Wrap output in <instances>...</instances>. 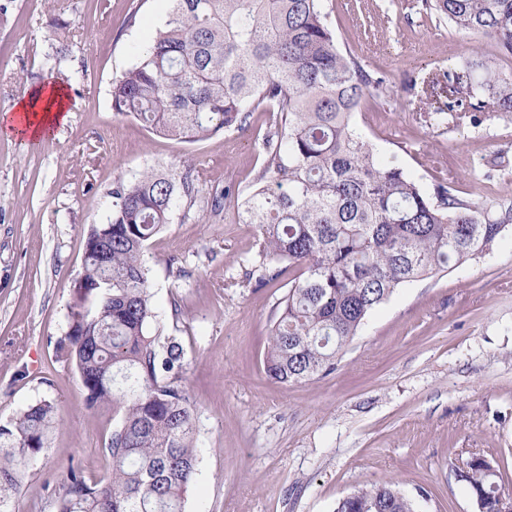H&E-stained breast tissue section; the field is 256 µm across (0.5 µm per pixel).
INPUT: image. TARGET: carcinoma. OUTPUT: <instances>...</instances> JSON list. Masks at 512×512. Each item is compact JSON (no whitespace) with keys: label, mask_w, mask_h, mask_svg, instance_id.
<instances>
[{"label":"carcinoma","mask_w":512,"mask_h":512,"mask_svg":"<svg viewBox=\"0 0 512 512\" xmlns=\"http://www.w3.org/2000/svg\"><path fill=\"white\" fill-rule=\"evenodd\" d=\"M430 19L494 39L512 55V0H421ZM448 111L471 122L512 114V70L479 51L448 70ZM112 111L150 131L196 143L244 129L262 109L279 122L262 138L263 163L238 202L255 225L261 286L295 272L269 321L264 370L310 382L336 370L366 319L414 281L489 254L512 229V198L457 194L443 178L427 195L355 126L362 100L390 96L385 77L336 45L322 0H170L166 26L113 79ZM232 188L206 196L184 161L117 179L87 231L68 330L56 359L75 366L88 410L119 416L106 447L108 475L69 469L57 512H184L197 465L195 411L182 385L184 349L162 340L152 303L149 241L175 211L218 213ZM41 400L0 425V512L55 428ZM476 512H499L496 462L464 463ZM334 512H417L395 482L360 487Z\"/></svg>","instance_id":"cac0c4a2"}]
</instances>
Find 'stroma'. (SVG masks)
Segmentation results:
<instances>
[{"instance_id":"1","label":"stroma","mask_w":512,"mask_h":512,"mask_svg":"<svg viewBox=\"0 0 512 512\" xmlns=\"http://www.w3.org/2000/svg\"><path fill=\"white\" fill-rule=\"evenodd\" d=\"M0 113L43 83L44 58L68 22L66 60L52 82L68 95L65 124L31 141L0 131V424L40 400L58 426L25 471L14 512H56L70 465L102 478L111 410L90 411L73 365L56 361L68 329L84 231L100 220L117 178L195 163L205 191L247 192L275 121L252 113L243 130L197 143L153 134L113 112V78L169 19L168 0H0ZM421 0H323L340 49L391 82L365 97L359 131L425 191L437 177L460 193L500 155L507 167L485 197L512 196V117L430 126L423 81L494 41L420 13ZM257 236L233 201L200 220L175 213L150 243L151 292L165 333L184 348L198 466L185 512H333L342 495L398 481L427 492L420 512H474L457 477L476 455L497 459L512 493V231L493 251L399 288L368 316L336 370L288 386L263 370L269 318L292 277L258 286Z\"/></svg>"}]
</instances>
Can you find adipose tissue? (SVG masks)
<instances>
[{
    "label": "adipose tissue",
    "mask_w": 512,
    "mask_h": 512,
    "mask_svg": "<svg viewBox=\"0 0 512 512\" xmlns=\"http://www.w3.org/2000/svg\"><path fill=\"white\" fill-rule=\"evenodd\" d=\"M66 93L61 87L39 88L0 114V125L16 136L43 137L54 125L65 122Z\"/></svg>",
    "instance_id": "obj_1"
}]
</instances>
